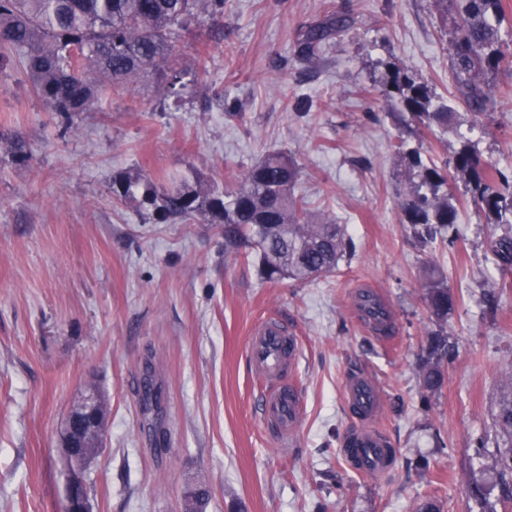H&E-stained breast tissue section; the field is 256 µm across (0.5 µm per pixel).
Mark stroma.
Masks as SVG:
<instances>
[{
	"instance_id": "35a3bbf8",
	"label": "stroma",
	"mask_w": 512,
	"mask_h": 512,
	"mask_svg": "<svg viewBox=\"0 0 512 512\" xmlns=\"http://www.w3.org/2000/svg\"><path fill=\"white\" fill-rule=\"evenodd\" d=\"M329 15L347 29L303 60L301 34ZM174 45L181 96L152 72L108 87L66 129L20 69L0 73V512H64L61 435L90 383L106 405L104 446L84 473L90 512H182L200 484L207 512H418L429 499L440 512H512L495 422L512 396V270L486 257L502 227L466 202L454 243L421 247L400 208L415 181L399 152L443 161L467 138L511 176L512 68L492 76L495 108L472 122L434 0H224ZM397 67L448 102L452 127L420 137L399 120L385 97ZM273 150L296 161L313 218L347 227L354 250L332 274L265 281L254 260L225 251L223 225L161 224L140 193L115 190L119 175L231 186ZM427 266L458 301L447 324L456 357L434 394L418 374L437 328ZM365 284L394 310L391 345L352 316ZM270 318L301 344L288 380L305 418L285 445L261 421L262 382L244 357ZM353 369L385 395L379 425L397 453L382 478L342 454Z\"/></svg>"
}]
</instances>
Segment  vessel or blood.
Masks as SVG:
<instances>
[{
    "instance_id": "vessel-or-blood-1",
    "label": "vessel or blood",
    "mask_w": 512,
    "mask_h": 512,
    "mask_svg": "<svg viewBox=\"0 0 512 512\" xmlns=\"http://www.w3.org/2000/svg\"><path fill=\"white\" fill-rule=\"evenodd\" d=\"M352 310L358 322L378 340L393 339L394 315L380 289H357ZM245 356L264 378L277 379L295 371L300 357L299 341L286 324L268 320L251 331ZM344 401L353 422L342 443L346 459L363 476L389 473L395 450L388 435L376 425L384 407L380 385L368 373L351 370L345 381ZM258 403L262 420L275 427L279 441L293 439L304 415L300 388L293 385L285 391L263 392Z\"/></svg>"
}]
</instances>
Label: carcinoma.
<instances>
[{"label": "carcinoma", "instance_id": "1", "mask_svg": "<svg viewBox=\"0 0 512 512\" xmlns=\"http://www.w3.org/2000/svg\"><path fill=\"white\" fill-rule=\"evenodd\" d=\"M224 12V0H0V69L20 67L34 93L45 100L67 127L73 116L90 111L103 86L127 85L149 66L164 61L175 30L199 9ZM501 0H455L449 40L457 90L475 117L495 105L486 75L512 66L499 35ZM345 27L329 16L305 31L299 54L314 58L321 44ZM388 101L424 129L448 126L451 107L407 71L395 69ZM417 176L414 189L401 201L406 223L423 243L445 239L457 223L458 201L450 184L462 183L476 208L496 224H512V180L483 162L470 142L451 159L424 161L417 150L405 153ZM298 165L284 152L268 153L248 167L233 188L210 183L145 187L144 200L159 221L195 215L224 225V240L238 253L257 258L269 282L306 281L333 272L351 240L340 224L314 222L303 198L293 192ZM496 264L512 267V234L490 243ZM427 305L439 330L431 333L419 373L425 391L444 385L445 365L456 356L445 324L456 297L438 274L423 270ZM500 430L512 440V401L497 416ZM209 501L200 487L188 490L186 512H203Z\"/></svg>", "mask_w": 512, "mask_h": 512}]
</instances>
